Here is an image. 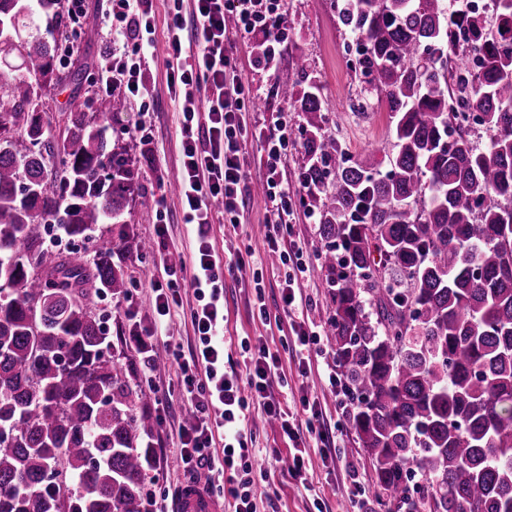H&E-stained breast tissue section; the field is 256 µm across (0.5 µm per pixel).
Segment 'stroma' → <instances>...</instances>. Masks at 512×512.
Instances as JSON below:
<instances>
[{"label": "stroma", "instance_id": "1", "mask_svg": "<svg viewBox=\"0 0 512 512\" xmlns=\"http://www.w3.org/2000/svg\"><path fill=\"white\" fill-rule=\"evenodd\" d=\"M87 14L99 16L97 27L68 31L59 42V55L68 64H77L86 70L88 78L81 89L62 84L43 93L46 102V122L52 135H59L72 104H80L83 111L94 112L103 119L113 146L128 158L137 174L136 193L147 197V205L132 202L122 221L129 224L136 239L150 242L149 252L130 250L123 266L127 273L125 295L116 297L102 294L93 297L92 305L108 330L116 350L125 352L135 365L143 363L136 334L153 320L154 293L149 285L158 273L161 259L190 263L196 250L191 225L182 220V203L177 190L170 184L171 176L180 167L181 152L177 137L183 115L167 85L163 52L147 58L143 66L144 87L139 100H131L123 85L113 84L111 92H104L98 82V72L108 59L113 43L107 14L111 0H84ZM288 16V44L282 60L274 71L254 68L251 48L237 45L236 54L245 76L259 94L258 111L249 113L248 122L253 131L247 143V171L255 190L238 226L225 224L222 214H215L210 237L216 250L230 258L237 253L252 250L262 254L268 228L266 207L256 187L266 173V155L256 133L269 112L284 110L293 126L303 127L302 113L291 110L280 95L283 85L303 89L318 86L327 103L329 121L327 135L335 137L347 156L355 158L375 153L380 161H387L394 151L389 132L387 112L365 109L367 101L378 94L367 79L355 71L350 48L355 38L349 27L340 21L335 0H285ZM305 58L306 69H299L297 58ZM121 100L120 114H113V100ZM163 199L166 208V237L164 246L153 243L158 220L153 202ZM311 196H304L296 218L285 241L304 245L308 271L299 283L298 292L309 300V322L327 327L331 318V299L323 281L321 254L324 242L317 225L309 223L306 209L312 206ZM281 277L272 269H264L261 285H254L250 270L244 269L224 278V334L225 353L237 371H244L240 355V341L244 338L262 339L270 351L278 353L279 372L288 382V391L299 394L307 390L316 398L322 412L326 432L335 441L337 454L345 456L346 466L334 469L324 459L320 448L309 449L305 457L306 476L289 477L287 473L289 444L275 428L269 425L258 404H250L248 414L255 423L253 446L264 470L265 479L257 480L254 492L259 512H376L378 490L375 475L365 452L354 443L348 416L344 413L341 397L328 382V367L334 364L333 349L328 340H321L310 352L307 369H299L296 357L286 348L291 336L289 318L281 301ZM264 298L269 311L267 318L256 313L257 298ZM154 360L159 367L146 372L141 368V385L155 395H168L169 405L158 411L159 418L153 440L157 466L144 482L145 492L154 494L159 512H173L175 505L168 499L185 480L179 461L180 432L186 420L177 386V365L164 345H156Z\"/></svg>", "mask_w": 512, "mask_h": 512}]
</instances>
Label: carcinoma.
Here are the masks:
<instances>
[{
	"label": "carcinoma",
	"instance_id": "1",
	"mask_svg": "<svg viewBox=\"0 0 512 512\" xmlns=\"http://www.w3.org/2000/svg\"><path fill=\"white\" fill-rule=\"evenodd\" d=\"M495 4L493 27L473 21L477 72L448 56L446 0L342 12L391 119L385 170L323 133L316 87L282 90L305 114L328 336L382 512H512V0ZM22 18L45 36L24 38ZM63 20L61 0H0V60H19L0 81V512H146L155 397L87 303L127 288L131 232L114 221L136 180L78 105L49 139L43 90L83 80L57 65ZM467 107L486 149L453 127ZM54 224L94 256L48 243Z\"/></svg>",
	"mask_w": 512,
	"mask_h": 512
}]
</instances>
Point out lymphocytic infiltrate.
<instances>
[{
    "mask_svg": "<svg viewBox=\"0 0 512 512\" xmlns=\"http://www.w3.org/2000/svg\"><path fill=\"white\" fill-rule=\"evenodd\" d=\"M190 12L174 5L167 25L165 54L170 90L181 100L183 122L179 129L182 160L178 174L183 219L191 224L197 248L190 267L164 264V279H151L155 293L154 320L141 335L142 348L152 347L166 336V320L180 306L181 292L192 288L198 301L192 312L197 333L190 357L175 354L179 389L192 420L182 428L179 460L190 482L213 490L215 478H225L228 493L236 501L235 512H257L252 487L258 476L248 446L253 428L246 413L249 402L262 403L264 413L276 420L290 450L294 476L305 470L304 456L314 434V442L330 447L329 435L316 422L320 418L316 401L300 395L298 406L273 393L280 358L264 344L242 340L240 348L249 365L247 375H239L224 364V275L251 266V259L237 256L224 260L210 239L214 205L224 208L225 222L237 223L249 196L246 145L249 138L247 113L256 111L258 94L245 77L234 53L235 37L261 33L257 68H277L281 46L287 35L278 26L282 14L279 0H192ZM143 0H117L112 14V31L131 41L130 52L111 58L102 67L99 82L118 83L130 95H138L142 84V64L155 50L156 41L149 12ZM235 30H228L227 19ZM266 154L263 195L266 204L267 254L278 259L283 274L281 300L292 319L291 349L304 358L320 339L317 328L307 322L295 287L307 273L302 243L282 246L281 235L295 215L298 190L280 175V164L294 137L286 118L272 113L262 136ZM308 414L306 427H299V414ZM224 436L223 454H215L216 434Z\"/></svg>",
    "mask_w": 512,
    "mask_h": 512,
    "instance_id": "1",
    "label": "lymphocytic infiltrate"
}]
</instances>
